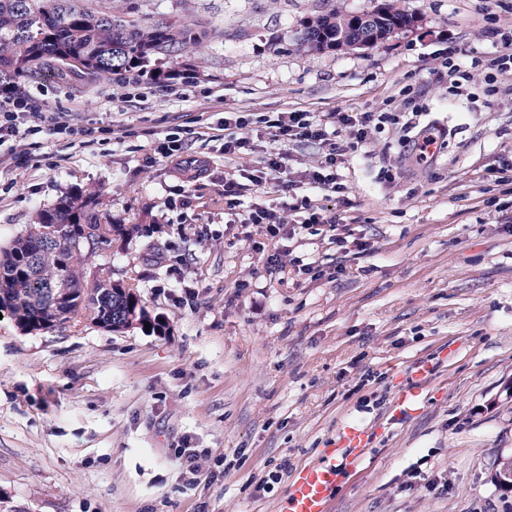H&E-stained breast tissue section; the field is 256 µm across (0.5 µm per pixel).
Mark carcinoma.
<instances>
[{"mask_svg":"<svg viewBox=\"0 0 512 512\" xmlns=\"http://www.w3.org/2000/svg\"><path fill=\"white\" fill-rule=\"evenodd\" d=\"M362 16L339 10L311 19L297 37L308 50L343 51L365 46L371 30L376 46L398 31L415 28L418 18L395 0ZM195 41L185 21L158 18L135 25L95 0H0V88L59 62L63 54L86 60L80 74L94 80H113L138 73L158 80L162 70L147 69L160 57L173 58ZM98 193H75L42 210L37 224L0 250V310H9L21 327L37 331L60 325L79 315L103 326L127 329L148 321L138 296L120 290L111 278L95 276L88 260L111 251L108 231L96 209ZM96 238L97 250L88 251L77 239Z\"/></svg>","mask_w":512,"mask_h":512,"instance_id":"carcinoma-1","label":"carcinoma"}]
</instances>
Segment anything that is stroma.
<instances>
[{"mask_svg":"<svg viewBox=\"0 0 512 512\" xmlns=\"http://www.w3.org/2000/svg\"><path fill=\"white\" fill-rule=\"evenodd\" d=\"M380 0H104L123 19L188 20L169 79L21 82L37 112L71 113L87 141L18 138L0 168V247L63 197L98 189L117 227L113 282L164 332L76 317L26 332L0 315V501L10 512H284L289 483L341 427L372 443L330 512H512V0H401L419 25L375 47L300 49L311 18ZM478 59L468 82L448 62ZM414 112L445 130L417 164L397 125L347 152L345 197L312 188L318 144L252 133L225 157L205 130L232 113ZM180 131L195 177L158 150ZM288 155L293 195L337 231L302 227L275 181L240 213L296 225L271 239L232 222L224 175ZM392 180H384V172ZM367 241L361 254L354 240ZM285 249V271L266 263ZM321 267L297 275L295 263ZM195 449L197 473L179 451Z\"/></svg>","mask_w":512,"mask_h":512,"instance_id":"stroma-1","label":"stroma"}]
</instances>
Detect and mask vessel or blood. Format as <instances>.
I'll return each instance as SVG.
<instances>
[{
  "mask_svg": "<svg viewBox=\"0 0 512 512\" xmlns=\"http://www.w3.org/2000/svg\"><path fill=\"white\" fill-rule=\"evenodd\" d=\"M370 435L358 425L346 426L339 446L348 449L349 460H359L369 446ZM323 461L301 468L288 487L286 512H329L343 472L332 461L333 449H325Z\"/></svg>",
  "mask_w": 512,
  "mask_h": 512,
  "instance_id": "1",
  "label": "vessel or blood"
}]
</instances>
